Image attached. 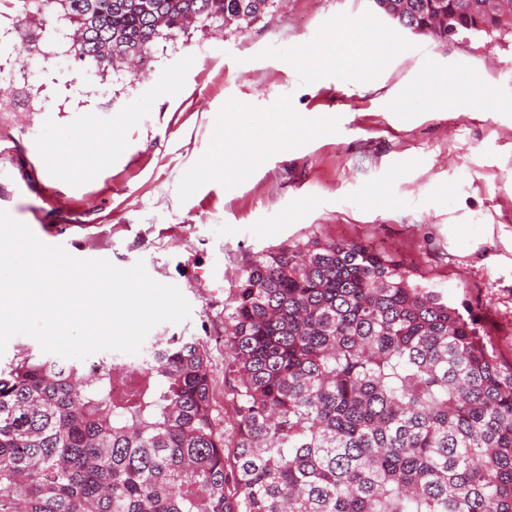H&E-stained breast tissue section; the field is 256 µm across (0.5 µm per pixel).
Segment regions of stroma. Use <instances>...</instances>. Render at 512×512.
<instances>
[{"label":"stroma","mask_w":512,"mask_h":512,"mask_svg":"<svg viewBox=\"0 0 512 512\" xmlns=\"http://www.w3.org/2000/svg\"><path fill=\"white\" fill-rule=\"evenodd\" d=\"M340 18L382 36V61L364 43L351 71L303 63L337 41ZM24 24L0 0V69L31 91L0 112V210L75 258L141 260L177 286L189 319L151 334L206 340L222 427L224 301L245 259L282 244L385 252L512 361V43L441 42L372 0H279L248 27L193 26L148 65L97 70L35 59ZM278 112L294 125L265 143L261 117ZM237 126L262 142L252 164L215 166V138ZM89 139L102 154H82Z\"/></svg>","instance_id":"stroma-1"}]
</instances>
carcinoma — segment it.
Wrapping results in <instances>:
<instances>
[{
  "instance_id": "obj_1",
  "label": "carcinoma",
  "mask_w": 512,
  "mask_h": 512,
  "mask_svg": "<svg viewBox=\"0 0 512 512\" xmlns=\"http://www.w3.org/2000/svg\"><path fill=\"white\" fill-rule=\"evenodd\" d=\"M67 51L139 62L158 40L242 28L277 0H17ZM479 0H374L403 27L512 42ZM218 431L206 346L151 359L0 364V512H512V363L478 320L353 242L247 259L224 300ZM140 387L112 396V375Z\"/></svg>"
}]
</instances>
